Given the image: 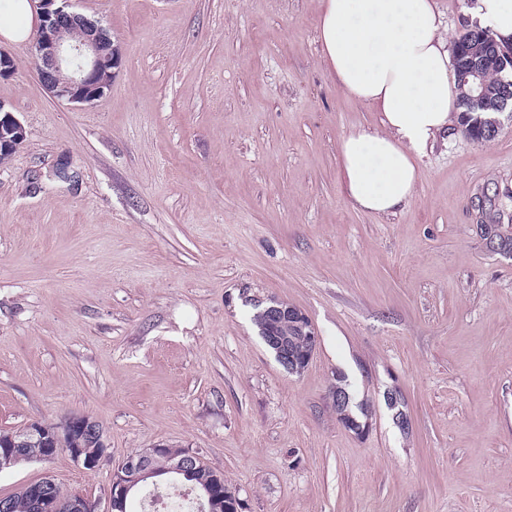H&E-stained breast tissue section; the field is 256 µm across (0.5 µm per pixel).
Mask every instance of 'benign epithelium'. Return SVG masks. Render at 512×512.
Listing matches in <instances>:
<instances>
[{"mask_svg":"<svg viewBox=\"0 0 512 512\" xmlns=\"http://www.w3.org/2000/svg\"><path fill=\"white\" fill-rule=\"evenodd\" d=\"M36 8L39 26L35 38L33 60L41 82L54 97L75 105L91 104L102 97L107 86L98 81L99 73L107 68L114 69L121 64L119 45L112 41L104 28L85 15L73 10V0H31ZM81 29L82 35L73 37L74 29ZM479 39L487 41L489 52L480 56L460 59L463 46H454L453 62L458 84L468 87L467 108L470 112H509L512 120V96L499 94L489 96L484 72L489 67L501 71L512 69V45L499 44L490 30H480ZM502 127L499 118L478 119L471 136L476 142L484 134L496 135ZM27 137L25 126L0 104V154L8 153L14 143ZM268 321L261 327L265 345L274 353L276 361L292 374L302 373L311 362L314 352L295 357L288 349V339L279 335L282 324H291L299 335L307 339L311 347L318 344L317 331L306 313L301 309L278 299L270 300L265 308ZM333 405L339 422L357 433L364 426L357 422L350 411V395L337 385L332 392ZM61 429L72 435L98 433L97 448H68L71 459L86 470L97 469L106 459L103 432L96 431V422L83 415H73L62 421ZM164 445L144 448L128 457L112 470V479L107 493V508L100 510V500L74 491L65 499L51 494L55 486L53 479L43 478L28 486V491L37 501L39 512H124L127 498L138 491L148 478L157 475L153 466L155 458L162 454ZM18 451L8 442H0V470L16 464ZM200 461L196 454L171 456L163 472L184 474Z\"/></svg>","mask_w":512,"mask_h":512,"instance_id":"benign-epithelium-1","label":"benign epithelium"}]
</instances>
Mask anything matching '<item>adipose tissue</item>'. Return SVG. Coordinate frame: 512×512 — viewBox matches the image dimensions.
<instances>
[{
    "label": "adipose tissue",
    "instance_id": "obj_1",
    "mask_svg": "<svg viewBox=\"0 0 512 512\" xmlns=\"http://www.w3.org/2000/svg\"><path fill=\"white\" fill-rule=\"evenodd\" d=\"M471 25L512 42V0H464ZM29 0H0V36L26 41ZM320 44L338 86L379 112L381 127L346 135L339 155L344 192L358 210L394 214L409 202L419 178L417 160L449 131L459 91L435 0H323Z\"/></svg>",
    "mask_w": 512,
    "mask_h": 512
}]
</instances>
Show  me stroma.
Instances as JSON below:
<instances>
[{"label": "stroma", "instance_id": "35a3bbf8", "mask_svg": "<svg viewBox=\"0 0 512 512\" xmlns=\"http://www.w3.org/2000/svg\"><path fill=\"white\" fill-rule=\"evenodd\" d=\"M320 8L77 0L122 56L82 107L0 38V103L28 131L0 164V430L81 414L110 457L0 471V496L48 476L101 498L164 443L241 512H512V256L480 230L512 231V122L437 136L407 205L356 210L339 144L380 115L327 70ZM270 298L318 332L303 373L252 321ZM340 378L365 434L336 417Z\"/></svg>", "mask_w": 512, "mask_h": 512}]
</instances>
